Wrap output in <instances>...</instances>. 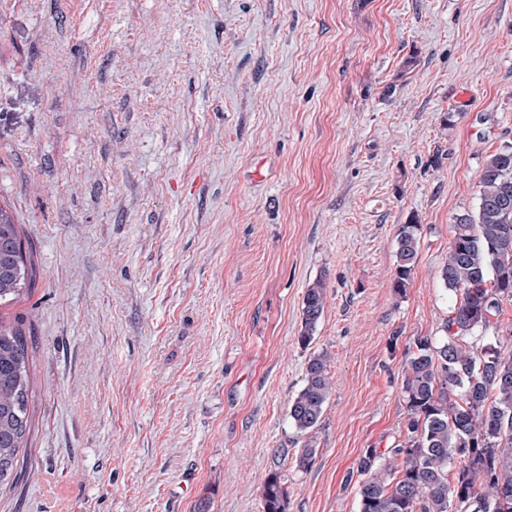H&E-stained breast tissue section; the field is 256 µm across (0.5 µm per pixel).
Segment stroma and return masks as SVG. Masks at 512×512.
<instances>
[{
  "mask_svg": "<svg viewBox=\"0 0 512 512\" xmlns=\"http://www.w3.org/2000/svg\"><path fill=\"white\" fill-rule=\"evenodd\" d=\"M506 144L512 0H0V205L37 272L7 310L34 475L0 512H263L272 471L286 512H358L414 339L445 337L453 220ZM317 353L334 386L307 437L288 406ZM417 229L418 224H416V221L415 223L403 224L396 238V264L392 288L397 294L403 293L407 288L417 260ZM326 300V284L324 280H316L306 289L302 307V327L298 341L308 346L312 341L316 325L321 318Z\"/></svg>",
  "mask_w": 512,
  "mask_h": 512,
  "instance_id": "obj_1",
  "label": "stroma"
}]
</instances>
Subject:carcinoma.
<instances>
[{"label": "carcinoma", "instance_id": "carcinoma-1", "mask_svg": "<svg viewBox=\"0 0 512 512\" xmlns=\"http://www.w3.org/2000/svg\"><path fill=\"white\" fill-rule=\"evenodd\" d=\"M474 214L455 218L442 279L456 295L447 339H415L404 364L409 417L397 448L366 449L358 459L359 512H512V350L475 347V332L512 336L501 304L512 300V145L489 155L478 181ZM418 224L402 225L395 244L392 288L409 284L417 256ZM31 249L11 211L0 206V306L32 294ZM326 284L306 289L298 341L308 346L321 318ZM30 348L17 322L0 316V488L20 477V455L32 421ZM326 354L308 361L304 383L288 415L296 430L317 428L332 389ZM264 512H284L278 473L262 482Z\"/></svg>", "mask_w": 512, "mask_h": 512}]
</instances>
